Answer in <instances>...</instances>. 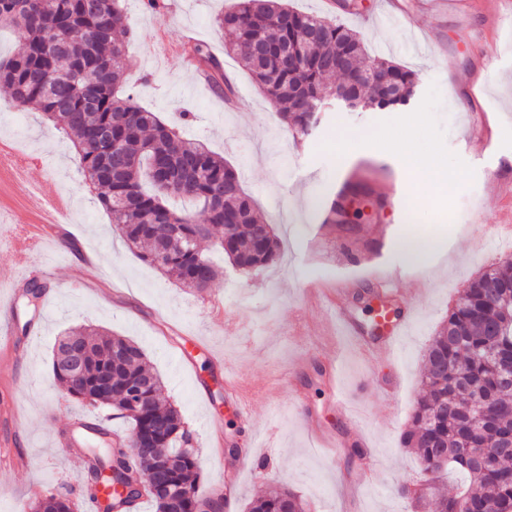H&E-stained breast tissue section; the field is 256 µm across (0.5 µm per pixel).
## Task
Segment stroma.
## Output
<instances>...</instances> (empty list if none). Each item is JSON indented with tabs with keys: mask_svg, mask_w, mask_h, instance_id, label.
Wrapping results in <instances>:
<instances>
[{
	"mask_svg": "<svg viewBox=\"0 0 512 512\" xmlns=\"http://www.w3.org/2000/svg\"><path fill=\"white\" fill-rule=\"evenodd\" d=\"M400 2L399 22L366 25L363 17L377 13L379 0H360L355 14L324 0H288L294 9L344 23L362 37L369 56L393 60L419 81V96L408 107L324 113L299 145L240 61L225 54L216 18L226 0H173V8L157 12L143 0H124L135 33L128 89L177 124L184 138L224 157L281 242L280 259L251 273L206 244L220 275L202 291L139 259L114 232L71 141L39 113L0 94V136L15 137L22 152L45 161L27 186L0 185V299L10 297L18 278L9 251L13 227L37 220L29 189L63 195L71 204L57 245L33 258L35 269L50 271L44 296L33 311L13 306L16 324L28 330L16 333L13 375L0 380V408L18 405L20 417L14 425L0 416V436L14 442L0 447V512H15L35 491L78 489L86 480L82 449L55 445L58 429L86 411L51 367L57 339L79 325L143 349L193 435L202 497L213 496L236 467L234 512H248L252 499L272 485L286 486L310 512H415L400 488L422 479L421 462L401 436L423 395L425 352L463 286L512 260V166L499 165L512 159V50H505V30L495 21L497 0H438L427 11L419 0ZM192 40L220 56L235 86L231 102L197 72L186 52ZM413 118L420 122L422 150L448 173L426 188L420 185L424 170L407 167L383 139ZM480 138L486 145L479 159L467 142ZM344 142L352 151H337ZM349 181L365 182L367 193L351 199L348 223L321 231ZM385 182L402 185L404 210L381 202ZM451 211L457 221L445 223ZM414 237L436 244L419 261L405 248ZM390 268L404 272L399 303L417 306L401 349L392 358L336 353L319 288L347 283L342 303L370 337L369 298ZM230 318L239 333L226 332ZM228 367L239 372L242 398L224 386ZM395 375L400 389L380 391ZM333 383L343 389V405L330 402ZM242 402L251 416L247 424L238 415ZM305 412L334 435L335 446L315 447ZM255 429L271 436L250 455ZM359 436L368 452L355 446Z\"/></svg>",
	"mask_w": 512,
	"mask_h": 512,
	"instance_id": "1",
	"label": "stroma"
}]
</instances>
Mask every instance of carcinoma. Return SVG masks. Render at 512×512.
Wrapping results in <instances>:
<instances>
[{
  "label": "carcinoma",
  "mask_w": 512,
  "mask_h": 512,
  "mask_svg": "<svg viewBox=\"0 0 512 512\" xmlns=\"http://www.w3.org/2000/svg\"><path fill=\"white\" fill-rule=\"evenodd\" d=\"M123 0H0V27L12 28L23 48L0 60V84L14 103L40 113L72 138L85 179L101 189L99 200L111 224L139 256L188 288L205 289L218 267L199 243L215 237L216 245L238 268L253 271L272 264L278 242L271 225L255 213L236 171L200 142L180 137L154 112L123 92L124 75L134 31ZM229 31L225 50L235 54L255 85L277 107L282 122L296 139L316 128L319 112L333 94L329 78L345 79L364 71L375 81L357 93L377 108L396 110L406 99H390L385 84L406 96L417 75L384 58L366 60L360 36L342 23L288 8L283 0H234L218 19ZM311 30L300 69L288 68L280 54L291 32ZM65 49L57 51L54 42ZM191 52L213 76L225 83L220 59L197 42ZM165 195L186 197L202 211L177 212ZM468 293L448 310L446 326L425 354L424 396L413 415V428L403 444L415 448L423 470L432 473L437 458L446 468L466 476L451 496L431 503L432 512H455L456 498L471 502L474 512H512V385L499 381L501 361L512 359V261L499 263L467 284ZM46 286L24 285L23 307H37ZM497 322L501 335H490ZM71 342L84 348L79 366L62 354ZM55 378L76 400L96 410L116 409L128 418L132 434L150 431L162 451L183 458L169 479L189 503L200 500L195 483L198 454L183 456L188 431L179 411L162 395V381L146 368L135 343L101 334L91 326L72 328L53 352ZM150 383L144 398L131 396ZM84 455L88 476L82 496L103 512L98 479L102 471L127 483L132 474L150 476L156 463L127 454L112 442L107 429L87 425ZM71 489L39 493L29 512H74ZM250 512H306L294 493L275 487L250 504Z\"/></svg>",
  "instance_id": "carcinoma-1"
}]
</instances>
